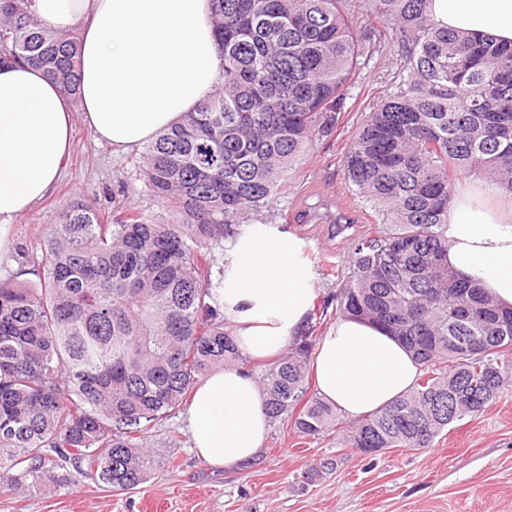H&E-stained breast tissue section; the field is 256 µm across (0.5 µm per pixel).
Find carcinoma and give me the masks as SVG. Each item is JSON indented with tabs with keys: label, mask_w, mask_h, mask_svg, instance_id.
<instances>
[{
	"label": "carcinoma",
	"mask_w": 512,
	"mask_h": 512,
	"mask_svg": "<svg viewBox=\"0 0 512 512\" xmlns=\"http://www.w3.org/2000/svg\"><path fill=\"white\" fill-rule=\"evenodd\" d=\"M33 2L0 0V64L42 68L74 97L78 37L47 27ZM210 19L224 87L149 142L136 171L180 223L130 212L107 224L75 199L32 266L0 281L1 488L41 493L70 462L114 491L146 480L151 430L214 368L246 362L219 301L217 251L334 138L349 85L389 45L400 49L390 92L343 155L379 224L351 242L336 313L385 328L422 374L343 442L364 454L430 448L507 383L512 310L443 258L459 178L512 193V48L441 26L431 0H210ZM317 330L257 373L268 422L303 437L335 422L310 392Z\"/></svg>",
	"instance_id": "cac0c4a2"
}]
</instances>
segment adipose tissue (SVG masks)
Instances as JSON below:
<instances>
[{
	"label": "adipose tissue",
	"instance_id": "1",
	"mask_svg": "<svg viewBox=\"0 0 512 512\" xmlns=\"http://www.w3.org/2000/svg\"><path fill=\"white\" fill-rule=\"evenodd\" d=\"M51 28L79 36L77 97L42 69L0 64V256L13 246V220L45 199L74 150L82 115L94 141L131 150L176 125L224 82L208 0H35ZM448 29L512 45V0H433ZM447 261L512 307V199L477 176L463 179L448 207ZM304 244L254 224L230 242L221 301L235 343L255 359L278 355L301 331L315 291ZM311 366L320 396L349 417L370 414L408 393L420 366L383 328L342 316ZM252 373L239 366L198 382L187 424L198 455L224 469L252 460L268 421Z\"/></svg>",
	"mask_w": 512,
	"mask_h": 512
}]
</instances>
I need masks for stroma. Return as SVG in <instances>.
Here are the masks:
<instances>
[{"label":"stroma","instance_id":"obj_1","mask_svg":"<svg viewBox=\"0 0 512 512\" xmlns=\"http://www.w3.org/2000/svg\"><path fill=\"white\" fill-rule=\"evenodd\" d=\"M395 47L366 62L347 90V116L330 143L305 155L288 175V189L272 200L263 223L303 239L316 306H327L320 333L335 323V299L348 276L351 240L374 230L375 211L345 181L343 147L371 106L385 97ZM76 147L66 159L54 193L20 216L13 247L0 259V279L15 275L24 252H39L47 229L76 197L94 199L105 214L133 210L156 224L178 216L134 177L139 150L95 143L75 119ZM332 201L352 210L358 222L337 231L332 224L300 222L307 207ZM351 417L318 437L293 427L269 431L259 454L247 463L218 470L194 450L184 414L155 428L147 440L152 470L137 488L115 492L94 475L59 470L58 483L29 496L0 488V512H512V389L486 412L449 425L433 447L392 448L373 457L345 447ZM327 458L338 466L310 481L306 473Z\"/></svg>","mask_w":512,"mask_h":512}]
</instances>
